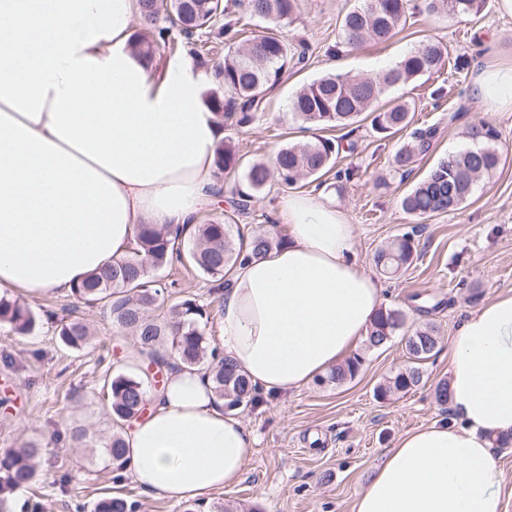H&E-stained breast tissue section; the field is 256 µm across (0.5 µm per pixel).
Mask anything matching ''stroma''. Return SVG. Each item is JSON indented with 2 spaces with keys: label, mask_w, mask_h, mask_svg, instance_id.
I'll list each match as a JSON object with an SVG mask.
<instances>
[{
  "label": "stroma",
  "mask_w": 512,
  "mask_h": 512,
  "mask_svg": "<svg viewBox=\"0 0 512 512\" xmlns=\"http://www.w3.org/2000/svg\"><path fill=\"white\" fill-rule=\"evenodd\" d=\"M355 2L298 0L292 22L281 33L305 45L306 65L284 76L259 122L225 129V138L243 161L271 160L302 133L289 109L299 87L328 72L377 75L430 36L446 44L448 64L433 75L389 88L382 101H414L413 128L434 124L440 133L403 178L392 172L390 159L408 133L385 138L366 120L330 130V137L343 146L337 171L352 168L355 176L346 181L331 172L290 187L271 182L258 195L244 232L278 221L283 196L307 193L344 212L355 230L356 258L370 271L375 251L414 227L401 208L402 198L440 158L463 149L466 131L482 118L500 132L501 164L492 179L477 183L460 210L425 219L412 264L399 277L381 280L387 307L407 316L406 331L428 323L439 328L438 352L425 365L420 385L383 403L375 399L376 386L406 363L404 344L396 337L366 353L352 380L338 385L315 381L237 410L256 437V452L241 482L205 496L198 512H350L375 465L402 434L452 422L449 408L434 398L436 384L448 376L449 343L468 313L499 292H512V112H486L469 94L477 72L512 65V15L502 13L497 0H487L479 16L419 15L388 42L328 54L341 17ZM161 274L174 283L176 299L193 298L203 305L208 341L217 344L221 294L210 278L176 261ZM27 302L40 317L33 335L15 336L0 327V452L28 441L42 448L36 485L15 492L13 512H30L36 500L43 512H77V505L91 504L110 491L137 500L138 512H183V505L144 495L131 480H117L101 452L72 446L76 427L96 440L111 434L102 378L120 370L134 347L132 337L102 308L77 303L73 296H31ZM69 315L94 328L83 350L64 346L57 335L58 321Z\"/></svg>",
  "instance_id": "obj_1"
}]
</instances>
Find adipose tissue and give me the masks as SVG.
Instances as JSON below:
<instances>
[{
    "label": "adipose tissue",
    "mask_w": 512,
    "mask_h": 512,
    "mask_svg": "<svg viewBox=\"0 0 512 512\" xmlns=\"http://www.w3.org/2000/svg\"><path fill=\"white\" fill-rule=\"evenodd\" d=\"M138 0H0V292H72L127 253L140 225L193 231L209 202L220 117L208 76L132 48ZM470 94L512 111V67ZM285 242L221 287V349L259 391L300 390L366 337L384 302L331 203L290 194ZM452 424L402 435L351 512H506L492 441L512 438V294L463 319L448 348ZM125 426L123 471L180 503L235 486L255 436L199 368L174 370Z\"/></svg>",
    "instance_id": "1"
}]
</instances>
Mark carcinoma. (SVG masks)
<instances>
[{"label": "carcinoma", "instance_id": "1", "mask_svg": "<svg viewBox=\"0 0 512 512\" xmlns=\"http://www.w3.org/2000/svg\"><path fill=\"white\" fill-rule=\"evenodd\" d=\"M486 3L487 0H420L414 6L411 0H361L341 18L339 44L355 49L369 40L386 41L406 26L415 9L454 17L477 15ZM242 7V16L233 20L224 0H140L141 30L135 33L133 42L134 49L149 57L162 44L173 48L181 43L203 64L201 49L207 45L204 36L215 32L224 39L227 51L215 67L220 82L210 98L224 125L233 128H248L259 121L282 75L303 63L306 55L301 45L289 43L279 33V28L291 22L297 0H243ZM244 17L264 22L265 30L243 37ZM445 57L442 43L428 39L378 77L329 73L301 86L290 100V110L303 129L314 132V136L305 142L282 145L270 163L255 160L243 165L230 141L219 142L214 159L216 178L239 174L235 213L241 217L250 214L255 198L273 178L291 186L331 170L341 143L324 136L327 130L353 124L364 114L371 117V126L378 134L389 137L406 130L413 121L412 104L397 101L383 107L379 101L389 88L439 71ZM481 126V146H469L441 158L402 199V209L408 215L422 219L452 214L461 208L480 180L493 176L501 162L500 134L489 120L481 121ZM437 134L438 127L434 125L414 130L410 140L392 155L393 172L410 171L417 158L428 152ZM233 223L230 216L208 220L198 224L188 237L173 236L152 224H143L127 254L90 274L73 291L75 299L87 306L102 305L112 322L134 338L137 354L147 366L173 369L175 365L169 362L172 357L180 365L203 370L217 397L232 411L257 404L260 392L219 348L209 347L202 306L193 299H183L162 318L151 315V311L168 288L153 272L173 261L185 260L220 282L235 265L262 257L284 243L276 233H259L244 244L234 237ZM414 253V239L406 233L378 249L373 263L380 274L395 277L411 265ZM405 323L403 311L380 310L363 342L364 351L386 345ZM0 325L25 336L36 328L37 317L27 303L0 297ZM58 336L65 346L81 350L90 342L92 330L84 320L69 317L61 321ZM402 340L408 365L375 388L374 396L379 400L405 394L421 383L422 368L438 349L440 337L438 328L429 325L402 336ZM363 362V354L350 355L330 372L328 381L341 384L354 378ZM102 389L113 424L121 426L141 418L147 394L144 377L112 373L105 376ZM100 447L113 469H123L126 446L118 431H113ZM39 453V446L29 442L0 455V512H12L14 491L36 481L34 461ZM136 507L137 502L129 497L111 494L98 499L93 512H135Z\"/></svg>", "mask_w": 512, "mask_h": 512}]
</instances>
